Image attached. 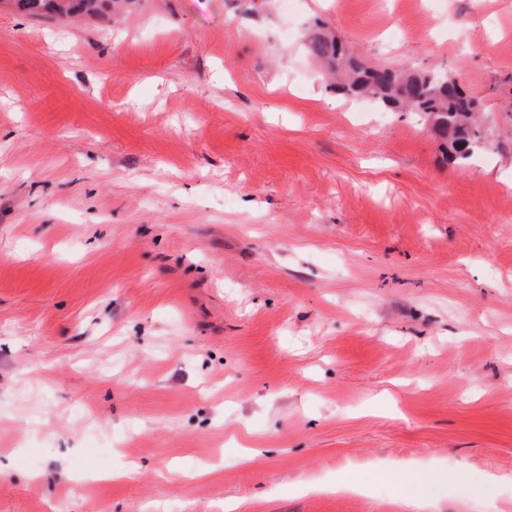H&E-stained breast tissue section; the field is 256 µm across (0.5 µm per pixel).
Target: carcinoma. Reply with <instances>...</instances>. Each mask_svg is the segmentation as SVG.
I'll list each match as a JSON object with an SVG mask.
<instances>
[{"instance_id":"1","label":"carcinoma","mask_w":512,"mask_h":512,"mask_svg":"<svg viewBox=\"0 0 512 512\" xmlns=\"http://www.w3.org/2000/svg\"><path fill=\"white\" fill-rule=\"evenodd\" d=\"M8 2L23 15L46 14L61 19L96 15L104 5V0ZM307 49L325 66L336 92L370 98L390 112H419L426 116L433 131L443 140L448 162L466 160L485 144L482 126L476 121V114L483 111L481 102L447 73L368 66L353 57L327 31L312 33Z\"/></svg>"}]
</instances>
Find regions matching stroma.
Listing matches in <instances>:
<instances>
[{"mask_svg":"<svg viewBox=\"0 0 512 512\" xmlns=\"http://www.w3.org/2000/svg\"><path fill=\"white\" fill-rule=\"evenodd\" d=\"M317 19L485 144L337 95ZM511 101L512 0H0V512H512ZM15 11L23 15L46 14L66 19L80 15H96L104 0H8Z\"/></svg>","mask_w":512,"mask_h":512,"instance_id":"35a3bbf8","label":"stroma"}]
</instances>
